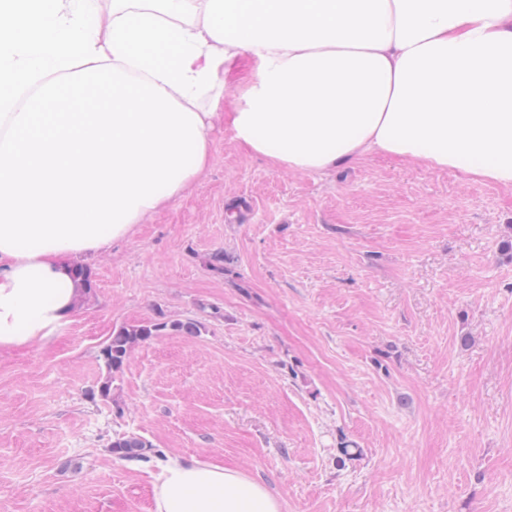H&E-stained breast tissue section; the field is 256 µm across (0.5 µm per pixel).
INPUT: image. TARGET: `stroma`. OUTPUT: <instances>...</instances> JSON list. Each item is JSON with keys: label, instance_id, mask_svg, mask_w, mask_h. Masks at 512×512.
Returning a JSON list of instances; mask_svg holds the SVG:
<instances>
[{"label": "stroma", "instance_id": "obj_1", "mask_svg": "<svg viewBox=\"0 0 512 512\" xmlns=\"http://www.w3.org/2000/svg\"><path fill=\"white\" fill-rule=\"evenodd\" d=\"M210 138L187 194L83 258L93 293L53 338L0 352V512H151L122 433L283 512H512V188L378 155L291 172ZM187 318L202 335L154 338L116 404L91 399L115 328ZM151 448L152 445L149 441L133 433L116 435L109 444L110 452L123 458H143Z\"/></svg>", "mask_w": 512, "mask_h": 512}]
</instances>
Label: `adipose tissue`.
Listing matches in <instances>:
<instances>
[{
	"mask_svg": "<svg viewBox=\"0 0 512 512\" xmlns=\"http://www.w3.org/2000/svg\"><path fill=\"white\" fill-rule=\"evenodd\" d=\"M273 167L379 154L512 187V0H0V351L78 309L77 258L185 195L210 157L199 101ZM152 512H282L238 469L152 462Z\"/></svg>",
	"mask_w": 512,
	"mask_h": 512,
	"instance_id": "obj_1",
	"label": "adipose tissue"
}]
</instances>
